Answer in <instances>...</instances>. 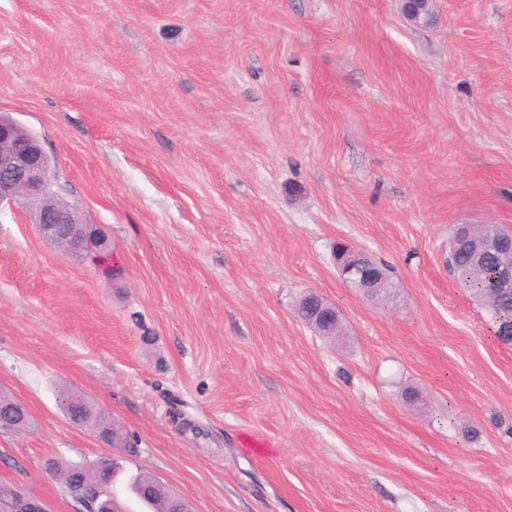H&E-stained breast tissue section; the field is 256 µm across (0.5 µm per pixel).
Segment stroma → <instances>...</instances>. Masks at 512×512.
I'll return each mask as SVG.
<instances>
[{
    "mask_svg": "<svg viewBox=\"0 0 512 512\" xmlns=\"http://www.w3.org/2000/svg\"><path fill=\"white\" fill-rule=\"evenodd\" d=\"M0 114L112 244L0 211V392L36 423L0 484L75 512L44 461L112 450L73 389L139 441L126 512L140 472L194 512H512V345L448 262L453 225L512 226V0H0ZM34 224L41 238L67 257L84 258L105 249L104 233L87 224L76 207L45 206L34 215ZM361 252L348 244L337 246L334 261L338 274L349 288H360L367 293L377 291L387 284L386 273L377 264H361ZM61 405L68 418L79 426L89 427L101 432H112V424H114L116 431L122 430V427L112 422L111 418L103 410L95 407L87 400H85L84 403H78L75 400V392H66L61 399ZM98 431H96L98 440L107 447L121 448L122 453L135 452V445L130 448H124L117 445L113 439L111 441Z\"/></svg>",
    "mask_w": 512,
    "mask_h": 512,
    "instance_id": "obj_1",
    "label": "stroma"
}]
</instances>
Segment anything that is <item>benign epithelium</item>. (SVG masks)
Here are the masks:
<instances>
[{"instance_id": "1", "label": "benign epithelium", "mask_w": 512, "mask_h": 512, "mask_svg": "<svg viewBox=\"0 0 512 512\" xmlns=\"http://www.w3.org/2000/svg\"><path fill=\"white\" fill-rule=\"evenodd\" d=\"M431 0H402L404 17L413 24L430 9ZM50 160L36 135L16 121L0 116V208L19 209L41 199L48 189ZM38 234L47 243L57 247L71 258H84L103 250L104 233L86 223L75 207H43L34 215ZM498 283L501 288H512V232L497 239ZM361 251L350 245H339L334 254L336 269L342 281L350 288L374 292L387 284L384 269L376 264L360 263ZM112 495L109 483L97 477L91 483L82 482L75 492V501L81 512H105L104 506ZM0 512H50L39 498L20 489H12L9 497L0 499Z\"/></svg>"}]
</instances>
